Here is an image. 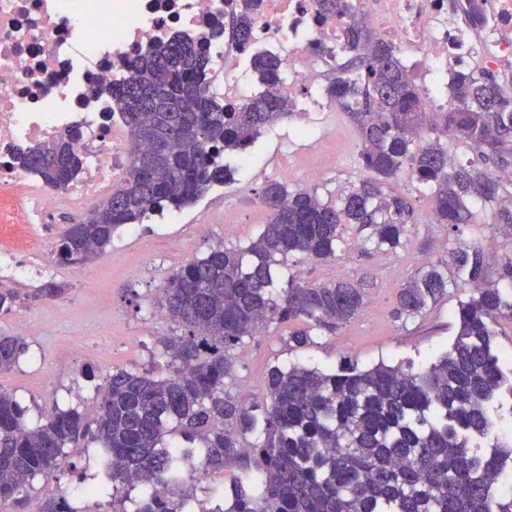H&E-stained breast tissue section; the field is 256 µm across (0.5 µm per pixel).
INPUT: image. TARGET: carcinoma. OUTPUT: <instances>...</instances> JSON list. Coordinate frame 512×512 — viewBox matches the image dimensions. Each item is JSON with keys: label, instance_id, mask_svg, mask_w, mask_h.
<instances>
[{"label": "carcinoma", "instance_id": "obj_1", "mask_svg": "<svg viewBox=\"0 0 512 512\" xmlns=\"http://www.w3.org/2000/svg\"><path fill=\"white\" fill-rule=\"evenodd\" d=\"M258 0H242L238 38L251 39ZM346 64L325 88L346 112L362 143L369 177L335 199L315 189L263 188L268 213L262 231L245 245H218L180 268L161 288L162 309L184 327L163 344L169 373L117 369L97 387V413L55 408L32 425L27 408L0 391V504L25 508L33 481L54 476L80 444L93 449L95 472L77 493H46L39 512H85L74 497L103 498L122 489L132 507L113 512H198L188 486L195 470L216 484L220 503L206 512H512V432L498 422L501 389L512 380L493 337L512 323V256H489L477 242L451 255L456 276L473 288L460 302L453 342L444 354L415 368L379 362L361 369L347 362L320 370L294 364L266 377L269 402L259 408L224 389L235 368L233 351L263 326L299 321L288 346L304 348L312 333L334 335L364 301L359 284L296 282L278 286L280 269L300 254L336 257L346 225L370 229L363 245L403 246L414 209L384 186L404 169L427 193L438 224L473 223L472 207H488L492 223L512 228V191L488 167L512 162V95L489 72L461 71L456 105L429 112L391 45L369 29L346 30ZM209 57L193 40L159 41L125 64L128 78L104 89L123 115L133 146L120 188L70 220L56 261L78 265L112 245L123 226L140 224L164 208L194 204L211 186L233 180L222 159L250 146L261 130L290 117L288 97L263 92L234 108L210 94ZM262 84L280 81L282 65L258 54ZM156 89L168 111L138 98ZM480 155L449 164L462 147ZM24 169L54 190L78 178L82 159L65 139L22 153ZM506 288L486 284L489 262ZM448 288V275L427 264L397 295L395 314L415 318ZM28 353L21 336H0V374ZM178 430L185 445L165 446ZM253 440H248L247 436ZM244 462V474L229 465ZM229 487L228 505L224 487ZM138 495L131 496L132 491Z\"/></svg>", "mask_w": 512, "mask_h": 512}]
</instances>
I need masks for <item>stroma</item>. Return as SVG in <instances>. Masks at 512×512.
I'll return each instance as SVG.
<instances>
[{"label": "stroma", "instance_id": "35a3bbf8", "mask_svg": "<svg viewBox=\"0 0 512 512\" xmlns=\"http://www.w3.org/2000/svg\"><path fill=\"white\" fill-rule=\"evenodd\" d=\"M332 121L337 160L316 185L325 198L339 196L366 176L356 129L344 113H333ZM266 182V176L252 168L239 167L234 181L224 187L223 209L210 215L206 235L195 229L207 203L202 197L184 208L182 223L157 224L148 219L134 232L119 230L103 255L81 266L56 261L66 221L47 225L43 257L51 280L62 286L63 293L45 300L36 295L41 279L10 283L22 302L12 313L0 315V333L24 334L29 351L12 371L0 374V391L13 393L34 423L55 406L95 413L96 388L112 369L166 374L162 341L179 328L160 307L163 284L184 263L205 256L217 245L232 247L254 238L267 219L260 201ZM390 186L407 197L415 211L402 248L384 252L364 247L362 232L350 226L336 259L315 262L295 256L289 261L290 273L299 274L306 283L343 278L364 284V304L356 316L336 335L316 337L304 349L288 348V325L268 324L238 349L236 373L225 382L227 391L260 405L266 400L267 372L274 365L330 369L346 360L361 367L381 361L419 364L447 350L455 336L458 305L471 295V288L449 280L447 295L409 321L395 315L399 289L426 263L448 264L452 250L462 243L476 241L489 254L512 255V234L490 225L485 212L480 213L479 223L448 229L435 223L429 198L415 190L408 173H399ZM228 218L233 219V227L225 226ZM21 318L26 321L22 329L17 326Z\"/></svg>", "mask_w": 512, "mask_h": 512}]
</instances>
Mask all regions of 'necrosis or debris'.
I'll return each instance as SVG.
<instances>
[{
	"instance_id": "4bbe7bcc",
	"label": "necrosis or debris",
	"mask_w": 512,
	"mask_h": 512,
	"mask_svg": "<svg viewBox=\"0 0 512 512\" xmlns=\"http://www.w3.org/2000/svg\"><path fill=\"white\" fill-rule=\"evenodd\" d=\"M340 16L324 15L320 0H260L253 41L233 31L241 0H0V267L23 278L41 274V225L123 182L131 155L126 126L105 87L120 81L126 58L172 39L204 41L210 93L238 105L254 92L251 57L265 51L282 61L277 92L292 103L297 135L279 150L275 175L301 184L324 173L314 159L334 137L316 91L344 61L343 31L364 22L389 42L403 64L435 86L455 71L503 72L512 79V0H484L487 22H470L468 0H348ZM65 139L84 160L67 190H46L17 161L21 149Z\"/></svg>"
}]
</instances>
